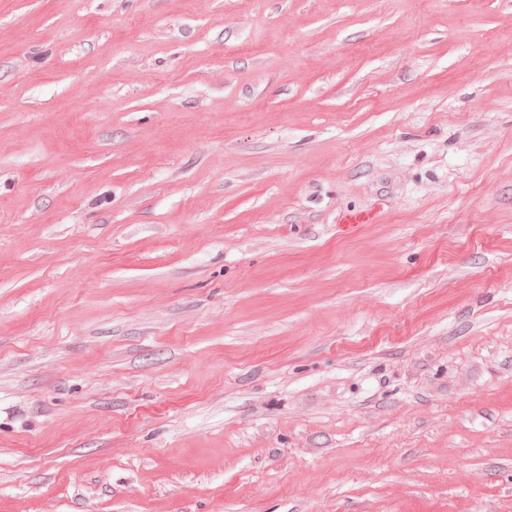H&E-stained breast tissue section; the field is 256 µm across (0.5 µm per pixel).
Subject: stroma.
<instances>
[{
  "label": "stroma",
  "instance_id": "1",
  "mask_svg": "<svg viewBox=\"0 0 512 512\" xmlns=\"http://www.w3.org/2000/svg\"><path fill=\"white\" fill-rule=\"evenodd\" d=\"M0 512H512V0H0Z\"/></svg>",
  "mask_w": 512,
  "mask_h": 512
}]
</instances>
